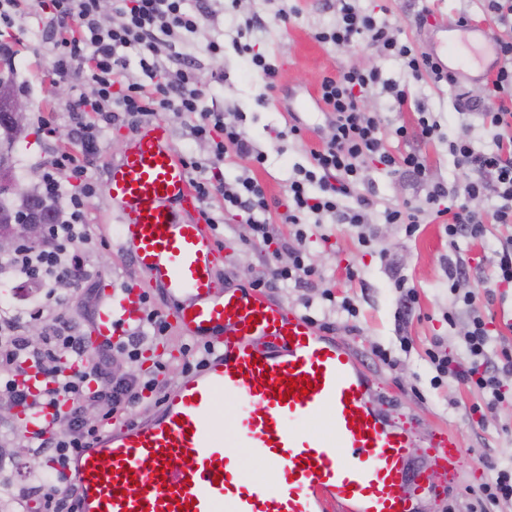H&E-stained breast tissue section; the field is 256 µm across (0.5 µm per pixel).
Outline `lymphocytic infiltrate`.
Instances as JSON below:
<instances>
[{
  "instance_id": "lymphocytic-infiltrate-1",
  "label": "lymphocytic infiltrate",
  "mask_w": 512,
  "mask_h": 512,
  "mask_svg": "<svg viewBox=\"0 0 512 512\" xmlns=\"http://www.w3.org/2000/svg\"><path fill=\"white\" fill-rule=\"evenodd\" d=\"M184 0H115V23L103 26L99 20V0H49L51 39L58 49L52 71L59 81H67L79 70L88 71L94 85L91 94L79 95L70 106L76 121V139L83 150L96 144L102 125L125 122L136 124L155 116L157 108H176L178 113L195 116L191 127L195 139L213 144L208 160L192 162L198 171L195 189L201 200L221 197L225 212L245 214L256 242L267 241L271 227L266 217L269 209L265 185L255 175L267 157L258 151L243 129L242 113L202 111V81L195 61L183 54L182 46L197 29L198 18L183 9ZM336 23L328 30L316 32L315 40L324 44L347 47L363 41L384 55L402 59L404 66L416 76L425 74L434 83L456 87V110L462 118L477 115L493 129L494 148L476 151L469 134L449 139L448 151L462 172L460 183L450 186L431 180L427 164L420 152L395 154L384 143L376 112L366 104L370 94L382 91L389 106L401 111L414 107V127L399 126L401 139L431 140L439 137V120L423 104L413 103L406 86L383 79L379 67L350 66L337 75L327 76L319 84V102L332 116V134L321 147L311 150L309 167L300 169L298 178L288 183V197L281 215L283 223L293 226V237L303 241L302 224L307 216L316 223L331 222L357 228L361 245L371 243L363 228L368 222L371 201L361 194V172L366 161H374L392 174H406L423 184L425 201L404 203L386 209L384 221L403 225L406 235H414L421 224L443 220L449 245L458 239L480 240L488 225L512 224V41L498 42V69L486 90L498 99L496 111L484 109L481 98L472 96L460 85L455 73L441 69L424 50L399 40L397 28L375 13L361 9L359 0H335ZM138 52L139 73L129 79L125 88L115 89L114 76L126 68L124 49ZM174 58L176 67L166 82H158L161 56ZM248 160L249 168L234 180H226L220 165L227 154ZM84 165L69 153L62 154L52 168L41 176L42 194L48 200L64 201L67 215L47 225L42 241L35 246L19 245L0 256V275H14L43 287L77 274L90 280L80 254L71 251L75 241L87 239L83 222L82 196L90 192L83 185L81 193L63 197L61 176L81 179ZM493 197L497 204L485 212L476 203ZM471 267L463 259L448 262V287L456 302L470 313L463 340L470 360L462 367L452 355L431 354L430 362L438 373L452 374L460 382L470 384L483 396L487 409H495L505 400L501 377L512 373V349L502 348L498 358H490L487 345L490 333L477 296L461 291L459 285L470 274ZM23 315L4 307L0 309V401L22 405L33 413L52 411L50 428L33 432L14 431L10 441L25 448L27 456L16 476L21 485L18 505L38 501L41 512H77L79 488L69 472L70 460L92 440L101 426L89 424L83 408L92 401L110 403V417L119 418L133 407L139 391L154 390L155 380L137 377L118 378L112 372V355L119 352L137 359L143 332L158 337L167 328L165 317L156 310L144 311L134 331L115 322L118 341L104 340L89 350L84 336L67 324L53 322L40 343H32L23 334ZM84 361L82 370L68 372L71 361ZM41 369L49 385L33 393L23 388L25 370Z\"/></svg>"
}]
</instances>
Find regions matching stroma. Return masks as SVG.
Here are the masks:
<instances>
[{
	"label": "stroma",
	"instance_id": "35a3bbf8",
	"mask_svg": "<svg viewBox=\"0 0 512 512\" xmlns=\"http://www.w3.org/2000/svg\"><path fill=\"white\" fill-rule=\"evenodd\" d=\"M331 0H296L298 13L289 23L273 18L274 0H240L236 12L225 9V0H211V15H200L197 31L183 47L199 66L204 94L201 109L221 110L232 106L244 112L248 137L265 152L266 163L257 176L268 189L272 239L260 246L252 241V233L244 219L224 212L220 200L205 203L204 208L217 224L214 236L221 249L214 267V277L221 286L250 285L270 277L272 266L288 265L290 255L285 247L292 239V228L280 223L279 213L286 201V186L295 177L297 167L307 165V151L331 133L327 113L316 105L315 90L323 76L336 74L344 66L377 65L384 78L409 87L413 99L434 112L444 134L457 129L460 121L454 110L455 88L434 85L428 76L416 77L402 60L381 55L374 47L359 43L351 47L320 44L313 38L315 29L332 24L336 14ZM425 0H360L365 10L381 6L386 18L399 29L401 41L425 45L434 35L433 25L439 21L455 23L461 12L482 20L483 0H434V22L416 26L415 14ZM257 15L267 27L260 32L237 35L232 17ZM243 38L280 67L279 87L265 93L264 83L253 73L246 60L233 46L234 38ZM224 46L222 59L209 54L211 43ZM0 47L10 54L13 82L20 97L28 104L26 129L14 151V178L19 192L40 190L44 167L54 162L60 152L75 151V138L69 118L72 100L79 94L91 93L93 86L86 73H74L67 82L66 95L55 92L52 64L56 51L48 35L44 15L33 12L16 19L12 28L0 25ZM370 109L378 112L386 143L391 150L420 152L427 163L431 179L448 184L461 182L448 144L442 138L429 142L416 139L399 140L398 126H412L416 115L410 110L390 109L388 98L375 93L368 99ZM171 132L172 143L182 159L207 158L209 143L195 140L186 116L166 109L158 111ZM302 129L300 138L285 136L291 122ZM67 138H59V131ZM126 124L103 129L95 151L86 164L87 177L96 185L104 184L113 161L131 134ZM360 187L372 205L364 231L371 235V246L358 241L356 229L344 224H305L304 250L307 261L321 274L311 284L290 288H273L269 294L276 300L296 308H309L316 325L340 344L351 348L373 382L375 402L391 420L411 427L419 442L412 454L423 458L425 443L434 434L451 433L460 448L457 479L449 481L440 469H432L434 488L424 503V512H474L482 484L495 476L494 465L512 464V374L503 376L507 390L505 401L496 409L472 413L479 395L448 377L438 376L428 358L430 349L457 353L467 328L469 314L464 307H453L448 288V275L443 264L450 255L448 237L442 225L424 224L412 237L403 226L383 220L386 208L421 198L420 189L406 175L394 176L379 164L366 163ZM85 219L93 246L84 250L85 259L100 271L92 287L72 284L69 290L41 288L17 290L1 304L28 309L48 303L56 315L83 332L88 343L98 344L94 331L96 316L91 304L100 303L108 290L134 286L149 299V307L165 312L174 305L151 274L137 266L119 245V224L104 192H96L85 200ZM405 277L414 287L418 303L412 315L398 320L400 292L394 282ZM332 290L335 299H322L324 290ZM354 299L357 312L348 315L338 305L343 297ZM189 339L178 324H171L166 336L142 343L137 361L113 355L119 363L120 376L155 378L159 392L140 393L127 419L131 422L151 420L159 411L160 391H173L189 366L198 356L186 351ZM389 360H382L380 351Z\"/></svg>",
	"mask_w": 512,
	"mask_h": 512
}]
</instances>
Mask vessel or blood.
Listing matches in <instances>:
<instances>
[{
  "label": "vessel or blood",
  "instance_id": "vessel-or-blood-1",
  "mask_svg": "<svg viewBox=\"0 0 512 512\" xmlns=\"http://www.w3.org/2000/svg\"><path fill=\"white\" fill-rule=\"evenodd\" d=\"M427 51L480 77L498 58L479 26ZM104 192L123 248L177 299L172 315L182 329L212 339L215 353L180 379L153 419L117 428L71 460L79 512H412L410 492L424 479L411 468L412 431L373 407L372 382L353 351L297 308L256 288H218V245L209 224L182 219L201 200L163 121L128 137ZM140 305L132 288L105 300L101 336L111 335L113 318L137 323ZM221 394L244 402L234 445L268 461L269 478L244 482L225 453L215 429ZM323 415L327 430L308 431ZM429 445L435 466L453 474L455 438L443 432Z\"/></svg>",
  "mask_w": 512,
  "mask_h": 512
}]
</instances>
